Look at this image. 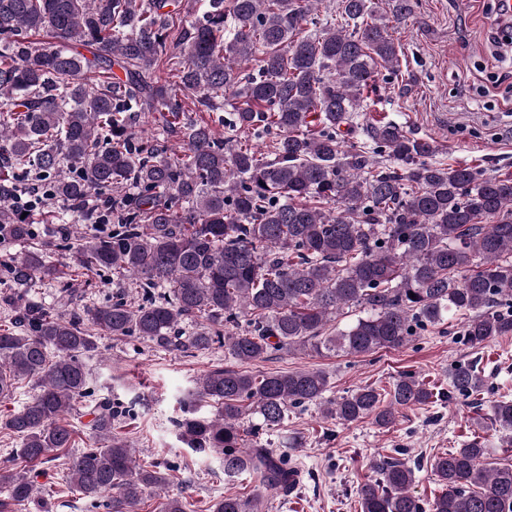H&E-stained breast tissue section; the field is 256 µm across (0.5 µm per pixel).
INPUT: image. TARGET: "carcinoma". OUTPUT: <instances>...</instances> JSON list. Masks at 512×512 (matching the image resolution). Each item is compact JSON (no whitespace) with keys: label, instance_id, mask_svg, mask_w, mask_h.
Instances as JSON below:
<instances>
[{"label":"carcinoma","instance_id":"obj_1","mask_svg":"<svg viewBox=\"0 0 512 512\" xmlns=\"http://www.w3.org/2000/svg\"><path fill=\"white\" fill-rule=\"evenodd\" d=\"M324 2L204 0L189 21L199 0H0V238L29 235L4 188L33 171L63 205L37 210L73 225L63 235L80 266L120 279L112 302L82 315L16 292L0 299L13 313L0 329V398L26 379L37 388L0 420L19 439L12 458L26 463L0 468V512L35 499L37 467L57 460L63 481L107 512H139L151 495L156 512H194L188 497L166 494L159 463L139 464L114 433L130 411L108 399L93 406L92 444L71 451L68 416L89 383L82 357L99 336L224 349L238 368L209 371L192 393L218 414L187 412L177 437L222 455L224 480L254 479L250 494H227L211 512H268L269 497L300 482V469L260 441L288 412L317 404L327 419L389 429L445 392L404 373L387 390L328 398L320 370L243 366L283 350H396L454 316L472 348L512 335V176L439 162L434 138L360 121L363 94L398 71L393 33L413 0H393L388 18L374 0H337L339 26L333 16L320 24ZM155 112L162 129L135 130L138 114ZM192 112L269 139L267 150L217 136ZM109 223L108 235L78 228ZM0 267L24 288L65 275L40 250ZM196 318L183 336L180 325ZM448 384L468 397L484 388L466 362ZM488 420L512 434V399L493 400ZM431 468L442 492L425 503L405 460H376L360 512H512V464L490 461L485 442L465 441Z\"/></svg>","mask_w":512,"mask_h":512}]
</instances>
